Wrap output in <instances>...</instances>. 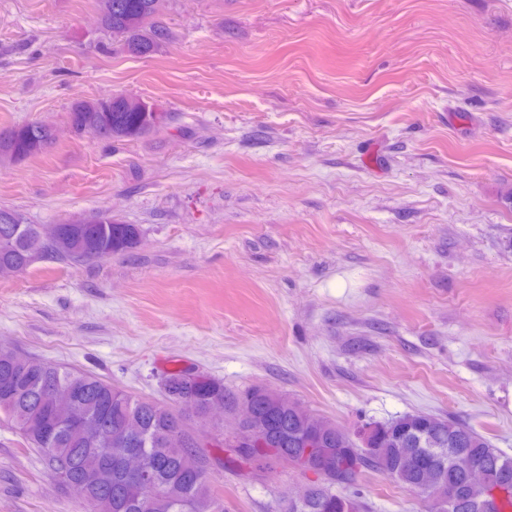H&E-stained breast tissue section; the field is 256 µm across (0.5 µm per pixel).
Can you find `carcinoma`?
<instances>
[{
	"label": "carcinoma",
	"mask_w": 512,
	"mask_h": 512,
	"mask_svg": "<svg viewBox=\"0 0 512 512\" xmlns=\"http://www.w3.org/2000/svg\"><path fill=\"white\" fill-rule=\"evenodd\" d=\"M102 28L119 37L117 48L136 56L147 55L170 41L171 33L158 21L146 29L143 16L160 13L162 0H99ZM112 134L96 138L110 143L136 137L152 130L143 112L122 99L112 101ZM104 102L86 107L79 99L70 108L74 123L93 125L104 120ZM11 140H0V153L24 150L33 156L46 149L30 146L34 124L12 128ZM92 224H70L69 247L52 248L35 236L32 224L0 222V263L28 269L38 261L80 264L86 247L95 244L99 258L126 251L136 244L139 229L122 224L107 213L91 216ZM169 403L136 398L100 377L69 367H56L34 358H21L0 348V416L19 433L23 445L38 452L42 465L82 500L86 512H224V498L214 488L211 459L216 448L226 461L259 478L279 467L302 468L315 461L326 468L316 473L288 500L283 512H361L359 501L336 493L351 487L365 471L377 472L421 495L426 512H512V457L503 454L470 426L437 416L433 419L407 414L383 423L388 439L378 447L359 451L355 444L336 435L334 429L310 432L309 409L297 402L282 406L273 427L276 446H256L244 453L209 421L210 398L220 396L234 409L241 400L251 402L254 422L266 420L277 393L253 387L229 396L224 385L206 376L189 378L177 370L164 379ZM57 390L69 392L76 419L58 425L52 418L51 397ZM190 394L195 405L188 415L177 409V400ZM138 450L149 479L158 494L154 503L141 496L117 467L95 479L83 469L89 454L117 460L129 449ZM407 448H425L437 457L431 473L423 477L406 462ZM470 463L483 467L485 483L475 488L468 481ZM455 490L447 504L442 491Z\"/></svg>",
	"instance_id": "obj_1"
}]
</instances>
